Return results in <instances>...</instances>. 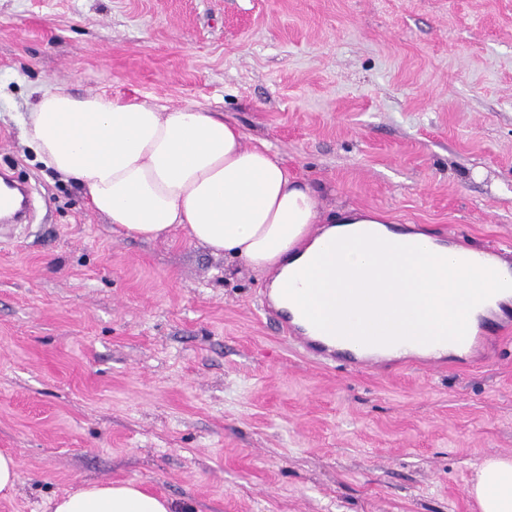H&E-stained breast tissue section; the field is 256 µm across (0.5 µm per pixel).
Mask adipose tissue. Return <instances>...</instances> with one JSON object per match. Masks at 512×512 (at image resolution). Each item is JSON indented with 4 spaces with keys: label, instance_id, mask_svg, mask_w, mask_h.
<instances>
[{
    "label": "adipose tissue",
    "instance_id": "obj_1",
    "mask_svg": "<svg viewBox=\"0 0 512 512\" xmlns=\"http://www.w3.org/2000/svg\"><path fill=\"white\" fill-rule=\"evenodd\" d=\"M39 161L77 184L123 234L153 240L182 229L214 253L273 272L280 307L315 311L345 341L407 356L453 351L493 301L503 262L463 260L464 247L387 228L384 215L349 208L312 233L319 200L240 125L195 103L161 107L43 85L22 118ZM468 492L480 512H512V459L490 457ZM53 512H175L167 498L129 482L64 493Z\"/></svg>",
    "mask_w": 512,
    "mask_h": 512
}]
</instances>
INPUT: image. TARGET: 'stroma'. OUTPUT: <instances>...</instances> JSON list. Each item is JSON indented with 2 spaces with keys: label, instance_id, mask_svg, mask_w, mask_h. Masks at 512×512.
Returning <instances> with one entry per match:
<instances>
[{
  "label": "stroma",
  "instance_id": "35a3bbf8",
  "mask_svg": "<svg viewBox=\"0 0 512 512\" xmlns=\"http://www.w3.org/2000/svg\"><path fill=\"white\" fill-rule=\"evenodd\" d=\"M195 101L266 142L327 216L512 248V0H0V512L132 482L176 512H478L512 457V314L489 357L349 373L290 348L272 273L124 236L38 160L37 87ZM19 479V460L15 455L0 454V493L13 492ZM468 493L481 512H512V459L490 457L476 471Z\"/></svg>",
  "mask_w": 512,
  "mask_h": 512
}]
</instances>
